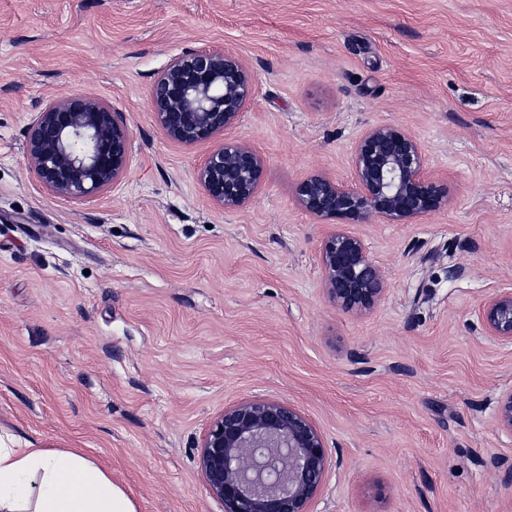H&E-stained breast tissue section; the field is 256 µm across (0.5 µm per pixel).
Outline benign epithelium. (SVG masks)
<instances>
[{
	"mask_svg": "<svg viewBox=\"0 0 512 512\" xmlns=\"http://www.w3.org/2000/svg\"><path fill=\"white\" fill-rule=\"evenodd\" d=\"M255 91L234 55L218 49L183 53L155 80L149 103L169 138L207 141L236 124ZM129 131L112 104L81 93L50 100L28 127L31 169L55 196L79 199L119 182L129 162ZM356 187L312 175L297 188L305 211L336 220L320 245L323 287L337 306L368 310L384 296L385 280L363 241L340 222L382 217L411 224L448 206V183L430 173L419 141L391 125L363 132L353 151ZM263 157L227 141L197 171L209 198L226 211L242 209L257 193ZM481 320L492 336L512 340V292L489 299ZM500 426L512 432V393L502 397ZM331 459L312 422L288 404L255 399L224 409L205 432L198 468L208 495L223 512H311Z\"/></svg>",
	"mask_w": 512,
	"mask_h": 512,
	"instance_id": "7a95c632",
	"label": "benign epithelium"
}]
</instances>
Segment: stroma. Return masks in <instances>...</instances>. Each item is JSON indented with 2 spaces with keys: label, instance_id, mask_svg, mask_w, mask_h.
<instances>
[{
  "label": "stroma",
  "instance_id": "obj_1",
  "mask_svg": "<svg viewBox=\"0 0 512 512\" xmlns=\"http://www.w3.org/2000/svg\"><path fill=\"white\" fill-rule=\"evenodd\" d=\"M220 48L255 94L225 138L266 162L228 213L197 180L212 143L149 109L172 58ZM111 103L129 168L50 194L26 128L55 97ZM394 125L447 177V208L351 225L387 282L370 310L322 289L335 229L300 206L352 184L361 133ZM512 0H0V435L76 450L136 512H222L198 445L225 407L276 399L320 432L312 512H512ZM481 320L490 335L512 341V292L489 299L483 306Z\"/></svg>",
  "mask_w": 512,
  "mask_h": 512
}]
</instances>
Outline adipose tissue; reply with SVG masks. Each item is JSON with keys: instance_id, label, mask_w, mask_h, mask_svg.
Here are the masks:
<instances>
[{"instance_id": "ef3b65f1", "label": "adipose tissue", "mask_w": 512, "mask_h": 512, "mask_svg": "<svg viewBox=\"0 0 512 512\" xmlns=\"http://www.w3.org/2000/svg\"><path fill=\"white\" fill-rule=\"evenodd\" d=\"M0 512H136L124 490L83 455L0 441Z\"/></svg>"}]
</instances>
